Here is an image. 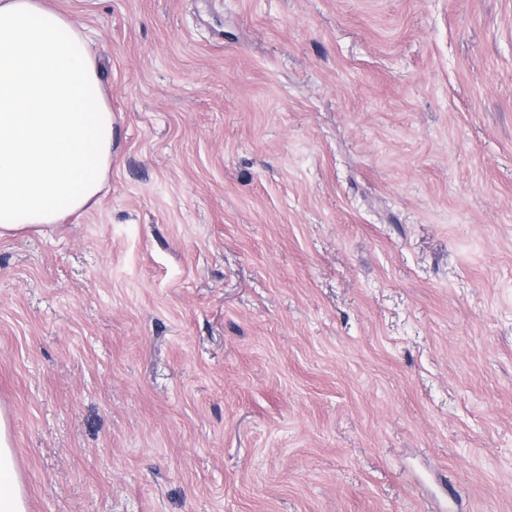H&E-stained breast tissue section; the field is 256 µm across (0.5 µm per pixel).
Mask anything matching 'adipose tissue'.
<instances>
[{"label":"adipose tissue","mask_w":512,"mask_h":512,"mask_svg":"<svg viewBox=\"0 0 512 512\" xmlns=\"http://www.w3.org/2000/svg\"><path fill=\"white\" fill-rule=\"evenodd\" d=\"M83 30L44 0H0V237L96 200L112 111ZM0 512H27L0 415Z\"/></svg>","instance_id":"ef3b65f1"}]
</instances>
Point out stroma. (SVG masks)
<instances>
[{
	"label": "stroma",
	"mask_w": 512,
	"mask_h": 512,
	"mask_svg": "<svg viewBox=\"0 0 512 512\" xmlns=\"http://www.w3.org/2000/svg\"><path fill=\"white\" fill-rule=\"evenodd\" d=\"M98 201L0 237L27 512H512V0H50Z\"/></svg>",
	"instance_id": "obj_1"
}]
</instances>
